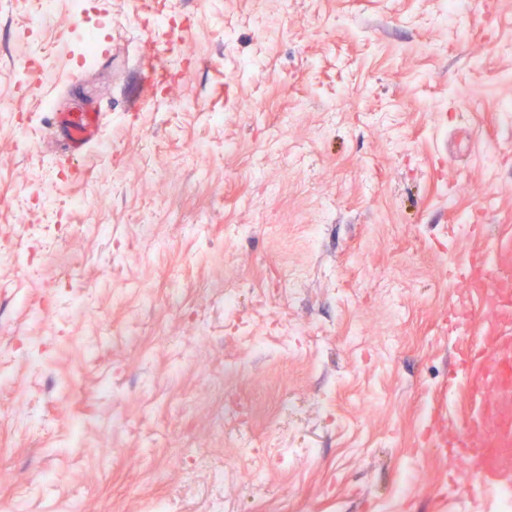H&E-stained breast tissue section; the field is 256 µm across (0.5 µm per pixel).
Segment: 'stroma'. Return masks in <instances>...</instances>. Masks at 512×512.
Returning <instances> with one entry per match:
<instances>
[{
	"label": "stroma",
	"mask_w": 512,
	"mask_h": 512,
	"mask_svg": "<svg viewBox=\"0 0 512 512\" xmlns=\"http://www.w3.org/2000/svg\"><path fill=\"white\" fill-rule=\"evenodd\" d=\"M36 11L0 0V512H499L433 435L512 227V0H89L49 82ZM98 112L55 113L54 127L61 128L74 152L82 153L97 137Z\"/></svg>",
	"instance_id": "stroma-1"
}]
</instances>
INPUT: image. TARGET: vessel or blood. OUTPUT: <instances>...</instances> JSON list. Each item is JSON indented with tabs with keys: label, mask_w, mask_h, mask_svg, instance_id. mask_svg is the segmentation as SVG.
Segmentation results:
<instances>
[{
	"label": "vessel or blood",
	"mask_w": 512,
	"mask_h": 512,
	"mask_svg": "<svg viewBox=\"0 0 512 512\" xmlns=\"http://www.w3.org/2000/svg\"><path fill=\"white\" fill-rule=\"evenodd\" d=\"M54 125L73 151L81 153L97 137L100 115L59 113ZM465 279L491 288L496 304L486 310L482 337L463 362L462 372L480 410L448 439V466L453 469L469 459L478 486L498 495L512 488V238L497 241L490 255L471 257Z\"/></svg>",
	"instance_id": "b4317fda"
}]
</instances>
